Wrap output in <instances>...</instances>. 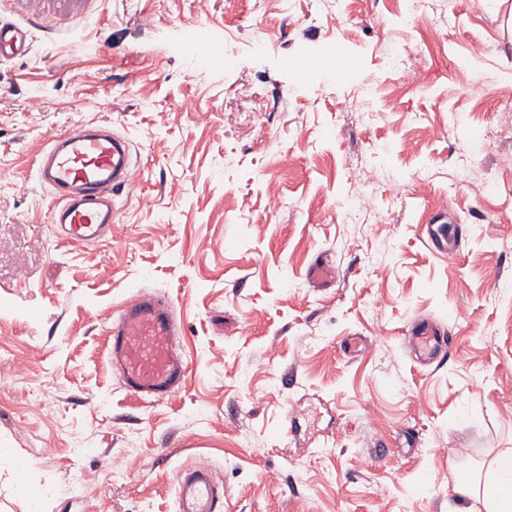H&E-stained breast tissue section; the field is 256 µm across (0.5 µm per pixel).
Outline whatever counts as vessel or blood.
Listing matches in <instances>:
<instances>
[{"instance_id":"1","label":"vessel or blood","mask_w":512,"mask_h":512,"mask_svg":"<svg viewBox=\"0 0 512 512\" xmlns=\"http://www.w3.org/2000/svg\"><path fill=\"white\" fill-rule=\"evenodd\" d=\"M132 169L127 142L109 131L79 124L50 138L37 173L54 193L50 222L67 243L88 244L106 234L113 197L133 185ZM427 236L443 256L457 255L460 232L441 225L428 228ZM105 334L109 362L127 394L151 404L183 388L188 361L167 298L139 290L122 304ZM404 334L425 364L444 358L452 342L446 329L429 319L413 323ZM176 512H224V486L212 469L194 465L179 471Z\"/></svg>"}]
</instances>
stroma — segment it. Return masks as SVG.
I'll list each match as a JSON object with an SVG mask.
<instances>
[{"mask_svg":"<svg viewBox=\"0 0 512 512\" xmlns=\"http://www.w3.org/2000/svg\"><path fill=\"white\" fill-rule=\"evenodd\" d=\"M430 3L448 27L407 22L406 0H344L339 28L327 0H0L25 34L0 53V512H176V474L202 458L224 512H479L457 482L512 449V139L468 156L471 181L453 171L512 111V0ZM394 48L425 58L424 92ZM339 58L379 76L373 121ZM78 123L127 138L139 173L86 245L60 239L36 177ZM369 174L366 236L346 212ZM441 210L467 236L451 260L421 233ZM139 289L172 302L189 362L147 406L104 333ZM423 317L453 336L429 368L403 335Z\"/></svg>","mask_w":512,"mask_h":512,"instance_id":"1","label":"stroma"}]
</instances>
